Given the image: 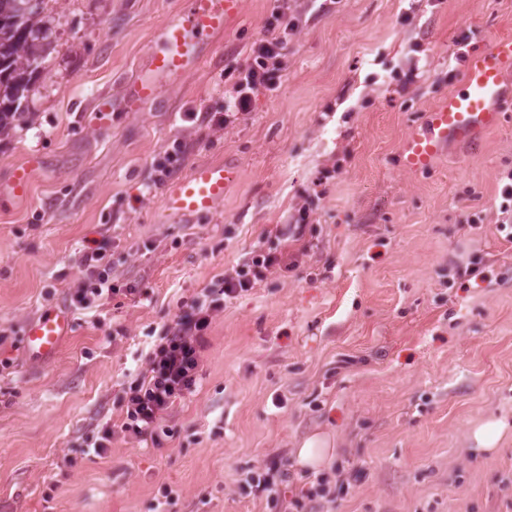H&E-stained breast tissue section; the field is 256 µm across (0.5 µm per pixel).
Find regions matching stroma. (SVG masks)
<instances>
[{"instance_id": "1", "label": "stroma", "mask_w": 512, "mask_h": 512, "mask_svg": "<svg viewBox=\"0 0 512 512\" xmlns=\"http://www.w3.org/2000/svg\"><path fill=\"white\" fill-rule=\"evenodd\" d=\"M275 5L242 0L161 106L95 118L181 0H55L56 50L0 144V181L29 153L49 162L27 199L0 200V512H283L245 482L274 461L296 490L328 478L314 512H512V98L480 148L400 164L461 87L457 52L512 35V0H288L299 27L279 86L227 126L185 120L224 110V69L249 64ZM177 142L171 179L221 160L237 179L212 214L162 223L154 161ZM97 243L124 292L72 310ZM260 251L288 260L214 313L168 435L121 432L124 392L183 305ZM53 308L71 331L33 356L25 327ZM489 417L511 428L474 452ZM106 425L105 454H85ZM314 434L334 449L318 472L297 462Z\"/></svg>"}]
</instances>
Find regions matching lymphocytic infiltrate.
I'll return each mask as SVG.
<instances>
[{"mask_svg":"<svg viewBox=\"0 0 512 512\" xmlns=\"http://www.w3.org/2000/svg\"><path fill=\"white\" fill-rule=\"evenodd\" d=\"M284 32L268 27L265 34L250 47L251 63L239 73L232 96L224 112H208L204 121L221 127L242 112L251 111L256 92L275 89L284 68ZM103 246L85 250L79 260L82 276L71 293L70 303L78 310L102 307L109 298L119 294L103 265ZM279 257L261 254L251 262L232 268L203 289L181 310L174 325L167 329L148 357V365L128 386L126 417L122 432L142 439L157 440L163 433V422L170 408L195 386L201 367V353L206 346V332L215 311L226 300L252 290L278 265Z\"/></svg>","mask_w":512,"mask_h":512,"instance_id":"f902f5d3","label":"lymphocytic infiltrate"}]
</instances>
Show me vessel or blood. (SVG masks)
Wrapping results in <instances>:
<instances>
[{
  "mask_svg": "<svg viewBox=\"0 0 512 512\" xmlns=\"http://www.w3.org/2000/svg\"><path fill=\"white\" fill-rule=\"evenodd\" d=\"M240 10L241 0H183L178 12L156 29L148 65L120 99L100 97L95 112L105 115L119 108L132 112L158 104L161 87L181 85L191 72L207 62L208 45ZM510 74L511 36L490 38L481 49L468 54L463 64L462 88L433 107L423 126L411 133L401 154L403 167L414 172L426 170L451 141L479 147L480 134L500 120L504 81ZM44 166L43 156L28 154L13 169L9 180L0 183V197L27 198L34 174ZM234 179V167L223 162L193 166L164 191L160 221L179 222L210 213L223 201ZM69 331L70 316L65 310L46 311L27 324L26 348L35 356L53 355Z\"/></svg>",
  "mask_w": 512,
  "mask_h": 512,
  "instance_id": "obj_1",
  "label": "vessel or blood"
}]
</instances>
